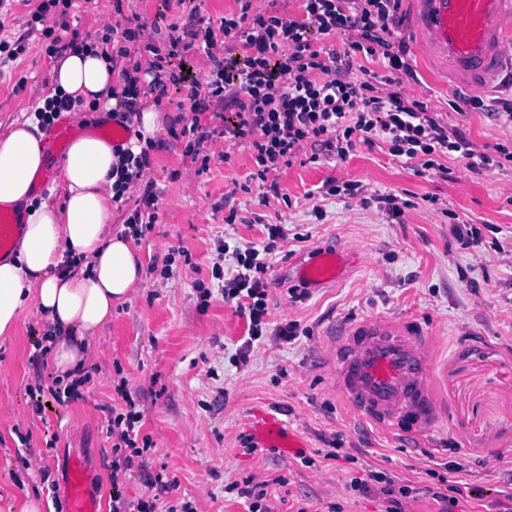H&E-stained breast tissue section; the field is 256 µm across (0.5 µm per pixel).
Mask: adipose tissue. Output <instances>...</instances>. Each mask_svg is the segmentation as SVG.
I'll use <instances>...</instances> for the list:
<instances>
[{"label": "adipose tissue", "mask_w": 512, "mask_h": 512, "mask_svg": "<svg viewBox=\"0 0 512 512\" xmlns=\"http://www.w3.org/2000/svg\"><path fill=\"white\" fill-rule=\"evenodd\" d=\"M54 88L91 104L111 94V62L98 42L65 53L53 69ZM121 158L111 139L89 132L74 139L63 163L64 200L36 199V177L47 163L36 122L14 121L0 139V207L13 210L23 232L15 254L0 259V335L13 334L26 306L37 307L60 336L53 353L60 374L86 362L84 340L112 319L141 280L131 239L113 234L112 168Z\"/></svg>", "instance_id": "ef3b65f1"}]
</instances>
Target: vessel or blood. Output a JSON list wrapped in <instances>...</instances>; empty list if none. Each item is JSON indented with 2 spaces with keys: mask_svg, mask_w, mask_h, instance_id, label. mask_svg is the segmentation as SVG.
I'll use <instances>...</instances> for the list:
<instances>
[{
  "mask_svg": "<svg viewBox=\"0 0 512 512\" xmlns=\"http://www.w3.org/2000/svg\"><path fill=\"white\" fill-rule=\"evenodd\" d=\"M419 51L444 72L454 89H482L512 64V0H415ZM75 126L59 120L47 134L53 157H62ZM22 226L16 214L0 208V256L11 250ZM367 257L352 245H327L298 258L286 278L297 288L340 283ZM327 381L367 423L383 432L418 435L435 422L440 401L432 388V332L411 316L374 317L326 330ZM243 431L257 450L298 455L306 443L277 414L254 408ZM67 512H100L89 488L85 463L74 458L67 487Z\"/></svg>",
  "mask_w": 512,
  "mask_h": 512,
  "instance_id": "vessel-or-blood-1",
  "label": "vessel or blood"
}]
</instances>
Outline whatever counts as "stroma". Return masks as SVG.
<instances>
[{
	"mask_svg": "<svg viewBox=\"0 0 512 512\" xmlns=\"http://www.w3.org/2000/svg\"><path fill=\"white\" fill-rule=\"evenodd\" d=\"M145 35L163 40L184 16L165 0H126ZM396 36L416 72L404 79L406 95L426 101L449 125L461 128L479 151L512 149V128L472 108L468 94L452 93L417 52L412 5L404 0ZM85 39L100 38L113 24L112 0H75ZM29 39L24 53L0 68V137L13 120L27 119L31 106L53 87V61ZM183 146L163 135L151 152L147 173L159 193V218L137 248L145 277L112 319L86 338L87 365L96 366L83 397L64 408L34 414L29 390L50 386L58 371L48 364L35 374L29 361L35 336L47 329L45 315L26 306L16 332L0 336V512L17 498L34 497L39 512H66V474L73 454L85 460L93 490L108 501L112 452L106 437L109 407L123 402L112 380L126 378L143 411L141 431L155 449L153 466H166L177 487L172 499L196 501L199 512H246L231 491L246 476L266 482L275 512H384L380 488L355 491L354 483L380 471L413 489L403 512H438L426 495L433 474L452 463L474 495L452 512H504L501 492L512 486V168L474 172L455 164V177L418 175L386 147L358 144L343 161L321 160L281 167L266 194L242 192L253 169L246 143L213 137L205 142L209 169L196 174ZM361 183L368 193H392L412 201L399 218L377 206L320 195L328 181ZM438 199L428 206L426 196ZM240 223H225L229 206ZM477 226L479 240L463 239L457 222ZM284 225L276 261L267 273L271 325L296 322L291 342L254 346L246 365L229 358L248 338L245 316L213 291L201 306L197 283H211L219 242H259L266 225ZM309 233L305 242L294 233ZM501 249H494V242ZM349 242L371 263L340 284L310 290L292 301L285 271L294 257L327 243ZM174 254L171 272L163 259ZM415 314L434 333V389L441 413L429 431L415 437L383 434L360 420L324 377L323 335L331 323L375 315ZM262 406L280 413L308 442L304 456L265 452L254 460L243 446L241 423ZM31 451H18L19 435ZM338 447L337 459L318 457ZM57 483L48 491L41 470Z\"/></svg>",
	"mask_w": 512,
	"mask_h": 512,
	"instance_id": "1",
	"label": "stroma"
}]
</instances>
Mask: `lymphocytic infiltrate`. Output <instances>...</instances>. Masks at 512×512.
<instances>
[{
  "mask_svg": "<svg viewBox=\"0 0 512 512\" xmlns=\"http://www.w3.org/2000/svg\"><path fill=\"white\" fill-rule=\"evenodd\" d=\"M125 0H112L116 18L102 45L111 52L112 69L122 82L114 115L131 120L142 93L143 75L166 77L182 94L178 116L171 127L174 140L183 142L184 157L198 161L203 144L214 135L228 140L248 138L253 159L249 176L265 186L270 175L293 165L300 155L310 162L320 157L347 159L357 144H384L390 155L413 162L420 175L451 178V159L466 161L469 169L489 171L512 163V150L499 156L481 152L459 128L449 126L431 112L426 102L408 97L402 78L415 71L404 48L392 41L402 0H302L301 15L255 8V0H237V13L224 16L220 24L207 21L200 5H188L184 24H171L165 46L146 40L143 27L124 20ZM71 0H39L32 12L29 33L38 34L48 57L75 49L81 38L67 19L45 25L48 13ZM344 39V52H337L333 39ZM206 56L209 71L198 76L191 58ZM380 61L383 73L359 76L355 61ZM191 120H184V112ZM222 122L221 128L202 124L205 113ZM150 150L126 156L115 170L113 203H123L130 185L142 183V194L125 225L134 237L145 236L158 220V195L144 175L150 170ZM267 241L247 243L242 248L221 244V256L233 255L237 270L225 276L219 261L212 276L219 280L224 302L246 316L251 340L270 333L276 340L291 341L295 325L268 328L266 274L277 241L286 239L283 225L266 227ZM93 369L67 380L55 378L50 389L31 391L32 409L44 414L47 402L65 406L81 399V389L93 380ZM114 391L124 403L113 411L106 436L112 441L110 512H197L191 502L165 505L164 496L176 485L166 468H153L148 453L153 442L141 435L142 413L118 380ZM142 481V497L129 499L125 485Z\"/></svg>",
  "mask_w": 512,
  "mask_h": 512,
  "instance_id": "obj_1",
  "label": "lymphocytic infiltrate"
}]
</instances>
